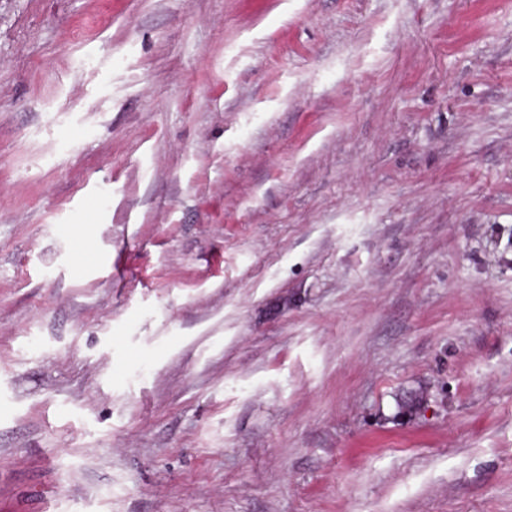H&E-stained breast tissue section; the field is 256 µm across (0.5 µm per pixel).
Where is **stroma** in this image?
<instances>
[{
  "mask_svg": "<svg viewBox=\"0 0 512 512\" xmlns=\"http://www.w3.org/2000/svg\"><path fill=\"white\" fill-rule=\"evenodd\" d=\"M0 512H512V0H0Z\"/></svg>",
  "mask_w": 512,
  "mask_h": 512,
  "instance_id": "1",
  "label": "stroma"
}]
</instances>
